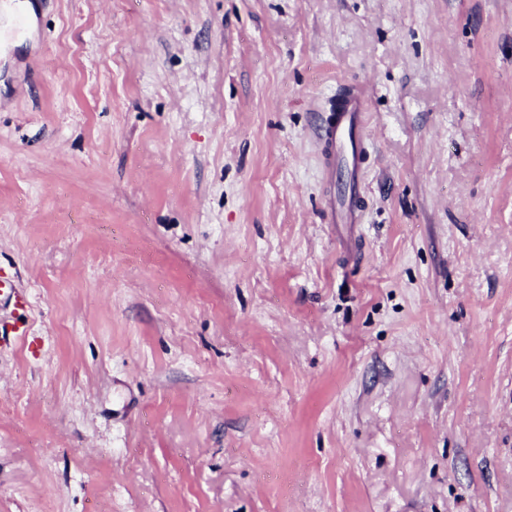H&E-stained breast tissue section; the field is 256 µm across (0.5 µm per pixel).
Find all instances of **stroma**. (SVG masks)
I'll list each match as a JSON object with an SVG mask.
<instances>
[{"label":"stroma","mask_w":512,"mask_h":512,"mask_svg":"<svg viewBox=\"0 0 512 512\" xmlns=\"http://www.w3.org/2000/svg\"><path fill=\"white\" fill-rule=\"evenodd\" d=\"M0 277V512H512V0H0ZM328 112L336 117L319 128L324 144L325 165L329 175L336 177L340 166L347 170V182L342 195H332L327 202L336 224H360V182L362 133L366 127L367 102L356 87H345L331 104Z\"/></svg>","instance_id":"obj_1"}]
</instances>
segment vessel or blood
<instances>
[{
	"mask_svg": "<svg viewBox=\"0 0 512 512\" xmlns=\"http://www.w3.org/2000/svg\"><path fill=\"white\" fill-rule=\"evenodd\" d=\"M336 117L319 129L324 144L325 165L330 174L346 168L347 182L342 195L330 197L327 207L333 221L356 224L361 219L360 182L362 133L366 126L367 102L363 93L345 87L331 104Z\"/></svg>",
	"mask_w": 512,
	"mask_h": 512,
	"instance_id": "obj_1",
	"label": "vessel or blood"
}]
</instances>
